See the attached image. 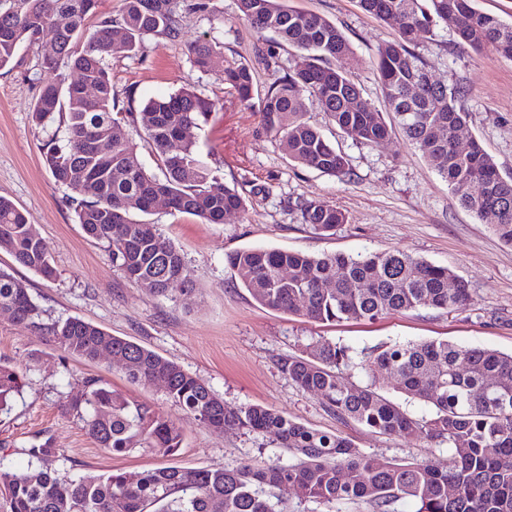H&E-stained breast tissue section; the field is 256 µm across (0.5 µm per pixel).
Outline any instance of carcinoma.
Masks as SVG:
<instances>
[{"label": "carcinoma", "mask_w": 512, "mask_h": 512, "mask_svg": "<svg viewBox=\"0 0 512 512\" xmlns=\"http://www.w3.org/2000/svg\"><path fill=\"white\" fill-rule=\"evenodd\" d=\"M183 0H121L118 14L87 20L98 0H0V68L19 48L46 35L58 55L41 67L57 75L33 105L38 124L59 121L62 137L45 144L55 183L72 192L71 206L84 233L107 245L112 262L130 281L156 296L193 291L182 251L161 241L158 225L145 219L154 199L167 197L171 212L206 224L246 211L245 199L215 175L198 149L196 130L220 108L219 101L183 87L147 100L134 112L116 109L110 59L139 51L149 36L180 34ZM242 19L259 37L267 33L297 50L307 62L273 70L258 87L252 67L224 57L219 46L199 39L188 46L195 68L218 69L240 103L257 112L279 138L289 159L339 179L351 175L349 159L306 119L307 100L353 140L378 145L398 126L434 166L460 203L491 225L512 246V179L504 178L481 143L457 149L468 113L457 85H430L429 66L414 47L442 27L475 50L492 48L512 59V22L474 8V0H358L360 8L391 23L397 37L375 57L386 111L377 109L339 65L352 47L336 24L291 9L285 0H237ZM70 70L80 80L66 82ZM92 86L95 94L86 93ZM138 125L154 149L162 176L148 172L126 126ZM304 223L322 233L347 223L340 209L314 202L301 205ZM0 249L44 279L56 276L50 247L28 217L0 196ZM237 284L260 305L315 322L376 321L421 308L453 311L471 302L467 283L447 266L400 250L357 256H313L277 249H243L227 256ZM0 311L33 327L63 356L94 361L112 349L127 378L162 388L173 405L199 425L268 435L284 463L255 460L239 467H162L98 476L62 475L59 449L48 443L24 449L27 468L0 466V512H297L276 490L291 487L298 503L331 508L362 501L374 512H396L403 502L414 512H512V355L446 340L407 342L355 352L320 337L301 354L280 361L281 372L343 420L389 436L414 434L447 456L408 462L368 455L346 438L299 424L258 405L224 404L200 378L177 363L127 338L112 336L76 317L44 322L28 288L0 271ZM364 372L356 384L352 374ZM395 382L408 398L433 407L414 417L384 394ZM26 383L24 372L0 363V413ZM62 410L78 417L87 433L110 454L150 450L172 456L183 430L167 414L132 401L97 378L67 399ZM454 494L448 495V489Z\"/></svg>", "instance_id": "obj_1"}]
</instances>
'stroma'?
<instances>
[{"instance_id":"obj_1","label":"stroma","mask_w":512,"mask_h":512,"mask_svg":"<svg viewBox=\"0 0 512 512\" xmlns=\"http://www.w3.org/2000/svg\"><path fill=\"white\" fill-rule=\"evenodd\" d=\"M205 11L184 10L181 34L145 39L137 55L111 60L112 87L119 106H140L153 97L191 85L220 101L198 132L210 168L245 197L248 210L221 224L171 213L157 204L150 216L161 239L180 248L190 267L194 291L173 299L155 296L129 281L113 264L105 243L87 237L69 208L65 187L55 183L42 146L55 124L36 125L31 109L52 73L40 67L50 40L21 46L11 66L0 69V195L28 216L50 247L55 278L46 280L0 251V269L23 281L44 319L79 317L108 333L124 336L203 379L226 404L270 408L308 427L349 438L362 452L410 462L431 457L432 448L415 436H388L344 421L320 399L288 381L282 358L301 353L325 337L356 350L381 345L447 340L512 352V247L488 224L461 206L434 167L402 134L393 131L377 146L347 137L317 103L306 118L344 152L353 175L343 181L291 161L258 113L228 94L220 76L198 71L187 47L205 38L225 57L248 63L258 86L271 72L256 55L258 36L240 18L237 0H208ZM290 8L336 23L353 53L342 67L377 108L384 98L373 67L378 48L396 36L394 26L364 12L357 0H288ZM416 52L434 80L465 88L462 106L468 133L512 178V59L492 49L473 50L452 30L421 40ZM331 205L348 221L321 235L302 219L306 202ZM245 248L280 249L319 256L356 255L401 249L452 268L468 284L472 303L446 312L419 309L374 322L318 323L267 309L237 285L228 255ZM0 362L27 368L26 386L9 413L0 415V465L24 469V448L49 443L65 456L69 476L142 472L172 463L188 467L235 468L280 450L271 437L198 425L156 387L131 382L107 357L87 361L65 357L29 328L0 314ZM104 380L128 399L153 405L184 430L177 456L135 451L109 454L87 434L82 422L65 414L66 398L81 393L86 378Z\"/></svg>"}]
</instances>
